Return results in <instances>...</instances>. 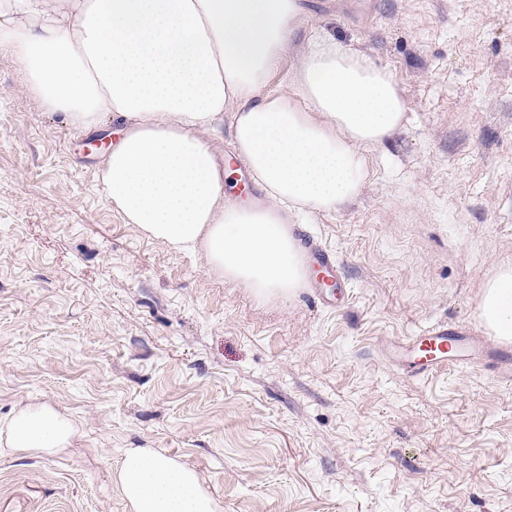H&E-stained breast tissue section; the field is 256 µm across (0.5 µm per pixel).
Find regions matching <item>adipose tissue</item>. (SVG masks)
Segmentation results:
<instances>
[{
	"label": "adipose tissue",
	"instance_id": "adipose-tissue-1",
	"mask_svg": "<svg viewBox=\"0 0 512 512\" xmlns=\"http://www.w3.org/2000/svg\"><path fill=\"white\" fill-rule=\"evenodd\" d=\"M301 26L298 0H0V49L24 90L85 131L119 129L100 179L113 206L176 252L261 295L302 287L305 267L288 212L353 198L367 172L361 146L399 128L392 77L357 50L307 39L292 82L311 110L272 94L270 77ZM268 203L224 201L225 112ZM487 327L512 338V267L483 288ZM78 428L46 403L0 433L15 453L57 452ZM130 512H217L197 474L151 448H129L116 475Z\"/></svg>",
	"mask_w": 512,
	"mask_h": 512
}]
</instances>
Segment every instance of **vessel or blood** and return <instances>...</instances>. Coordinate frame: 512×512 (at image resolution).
<instances>
[{
  "instance_id": "b4317fda",
  "label": "vessel or blood",
  "mask_w": 512,
  "mask_h": 512,
  "mask_svg": "<svg viewBox=\"0 0 512 512\" xmlns=\"http://www.w3.org/2000/svg\"><path fill=\"white\" fill-rule=\"evenodd\" d=\"M390 361L403 373L423 376L454 363H473L494 377L512 382V348L483 345L465 331L439 324L389 346Z\"/></svg>"
}]
</instances>
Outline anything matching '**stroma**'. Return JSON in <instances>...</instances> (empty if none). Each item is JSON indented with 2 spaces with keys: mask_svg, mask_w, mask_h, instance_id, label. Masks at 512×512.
Segmentation results:
<instances>
[{
  "mask_svg": "<svg viewBox=\"0 0 512 512\" xmlns=\"http://www.w3.org/2000/svg\"><path fill=\"white\" fill-rule=\"evenodd\" d=\"M300 5L407 104L356 197L294 220L336 257L332 306L145 236L107 198L98 135L0 52V430L32 402L79 429L0 451V512H129V448L193 469L218 512H512V383L387 357L435 324L489 334L482 289L512 265V0Z\"/></svg>",
  "mask_w": 512,
  "mask_h": 512,
  "instance_id": "stroma-1",
  "label": "stroma"
}]
</instances>
